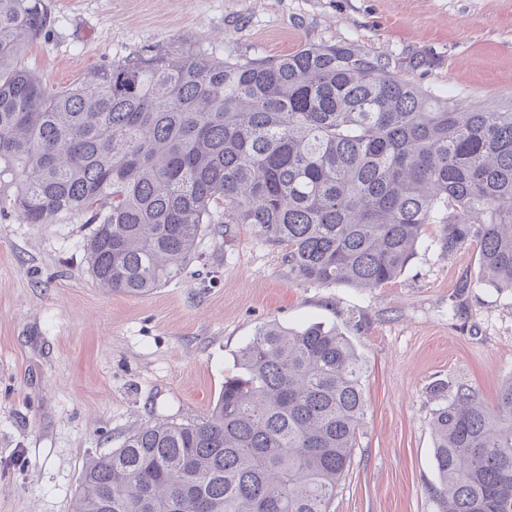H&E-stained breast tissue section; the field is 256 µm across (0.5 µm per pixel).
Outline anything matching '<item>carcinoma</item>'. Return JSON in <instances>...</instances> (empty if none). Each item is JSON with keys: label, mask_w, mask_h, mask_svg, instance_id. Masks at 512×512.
I'll return each mask as SVG.
<instances>
[{"label": "carcinoma", "mask_w": 512, "mask_h": 512, "mask_svg": "<svg viewBox=\"0 0 512 512\" xmlns=\"http://www.w3.org/2000/svg\"><path fill=\"white\" fill-rule=\"evenodd\" d=\"M44 0H0V196L27 224L79 216L95 281L146 295L208 227L250 224L321 285L380 288L428 224L480 241L512 289V106L462 108L350 45L231 61L171 47L67 87L20 64ZM212 410L149 423L86 461L74 512H330L365 415L350 340L260 326ZM442 512H512V378L433 412Z\"/></svg>", "instance_id": "1"}]
</instances>
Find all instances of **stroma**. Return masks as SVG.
Segmentation results:
<instances>
[{"label":"stroma","instance_id":"1","mask_svg":"<svg viewBox=\"0 0 512 512\" xmlns=\"http://www.w3.org/2000/svg\"><path fill=\"white\" fill-rule=\"evenodd\" d=\"M46 2L22 62L58 87L145 49L249 60L346 43L459 104L512 101V0ZM89 233L0 204V512H73L88 458L145 424L204 416L270 321L336 329L360 357L366 413L331 512H441L433 386L491 405L512 379V290L478 286V239L446 256L428 225L406 269L364 290L301 280L284 246L236 224L130 296L96 285Z\"/></svg>","mask_w":512,"mask_h":512}]
</instances>
